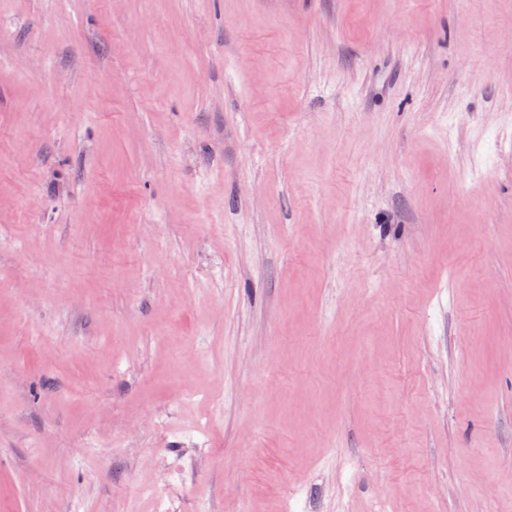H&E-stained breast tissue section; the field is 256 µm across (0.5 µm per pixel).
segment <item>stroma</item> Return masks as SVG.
I'll return each mask as SVG.
<instances>
[{"label": "stroma", "instance_id": "obj_1", "mask_svg": "<svg viewBox=\"0 0 512 512\" xmlns=\"http://www.w3.org/2000/svg\"><path fill=\"white\" fill-rule=\"evenodd\" d=\"M512 512V0H0V512Z\"/></svg>", "mask_w": 512, "mask_h": 512}]
</instances>
